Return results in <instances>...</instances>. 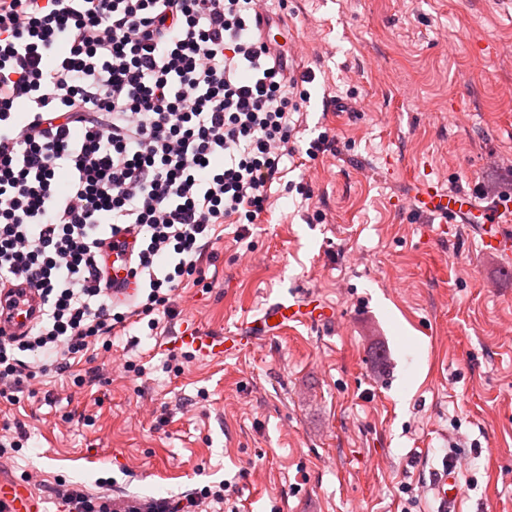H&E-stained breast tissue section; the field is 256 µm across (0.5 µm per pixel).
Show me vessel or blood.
Returning a JSON list of instances; mask_svg holds the SVG:
<instances>
[{
  "mask_svg": "<svg viewBox=\"0 0 512 512\" xmlns=\"http://www.w3.org/2000/svg\"><path fill=\"white\" fill-rule=\"evenodd\" d=\"M416 199L421 212L437 216L445 224L469 220L473 210H480L484 220L479 229L481 251L503 259L512 257V197L480 207L473 195L446 193L425 183L417 192ZM111 294L116 304L129 305L135 300V281L129 277L124 265L117 264L112 268ZM41 311L42 299L32 289L22 286L1 288L0 336L25 334L40 317ZM332 316L330 307L316 303L307 294L297 293L265 307L258 317L241 322L233 335L223 336L191 326L182 329L175 342L195 352L201 360L215 361L233 350L261 340L288 323L308 324ZM458 486L455 474L442 472L436 476L432 490L439 502L437 512H448L454 507ZM0 503L5 504V512H42L40 501L30 487L16 481L0 482Z\"/></svg>",
  "mask_w": 512,
  "mask_h": 512,
  "instance_id": "obj_1",
  "label": "vessel or blood"
}]
</instances>
